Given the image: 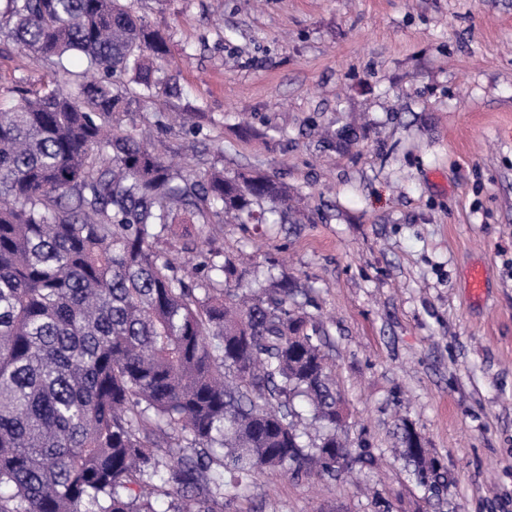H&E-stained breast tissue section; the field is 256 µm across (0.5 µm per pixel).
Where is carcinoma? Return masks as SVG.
Masks as SVG:
<instances>
[{
  "instance_id": "obj_1",
  "label": "carcinoma",
  "mask_w": 512,
  "mask_h": 512,
  "mask_svg": "<svg viewBox=\"0 0 512 512\" xmlns=\"http://www.w3.org/2000/svg\"><path fill=\"white\" fill-rule=\"evenodd\" d=\"M0 35L53 67L0 107V512H224L267 471L371 468L295 281L256 286L215 247L226 218L288 212L287 187L175 169L118 130L164 37L128 0H3ZM178 225L185 272L159 247ZM397 444L439 488L412 424Z\"/></svg>"
}]
</instances>
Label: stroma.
<instances>
[{
  "instance_id": "obj_1",
  "label": "stroma",
  "mask_w": 512,
  "mask_h": 512,
  "mask_svg": "<svg viewBox=\"0 0 512 512\" xmlns=\"http://www.w3.org/2000/svg\"><path fill=\"white\" fill-rule=\"evenodd\" d=\"M167 38L180 93L148 129L202 174H275L283 224H227L315 299L350 439L377 465L343 479L260 475L224 512H512V0H135ZM51 72L0 45V94ZM201 127L197 155L173 124ZM484 272L473 296L472 270ZM407 420L448 485L394 454Z\"/></svg>"
}]
</instances>
